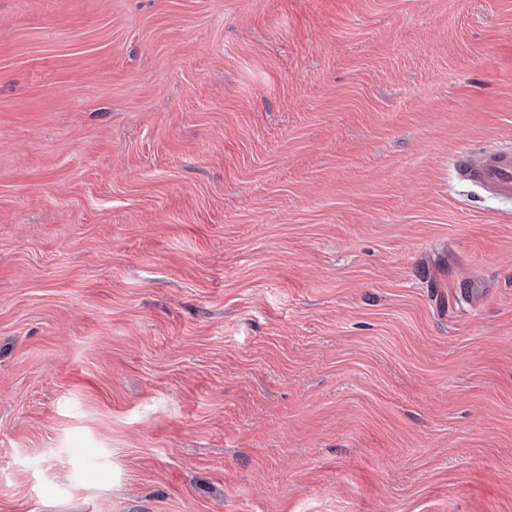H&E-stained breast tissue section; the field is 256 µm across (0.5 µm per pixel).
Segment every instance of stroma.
<instances>
[{"mask_svg":"<svg viewBox=\"0 0 512 512\" xmlns=\"http://www.w3.org/2000/svg\"><path fill=\"white\" fill-rule=\"evenodd\" d=\"M512 0H0V512H512ZM457 166L497 197L512 198V154L481 150L466 154Z\"/></svg>","mask_w":512,"mask_h":512,"instance_id":"stroma-1","label":"stroma"}]
</instances>
